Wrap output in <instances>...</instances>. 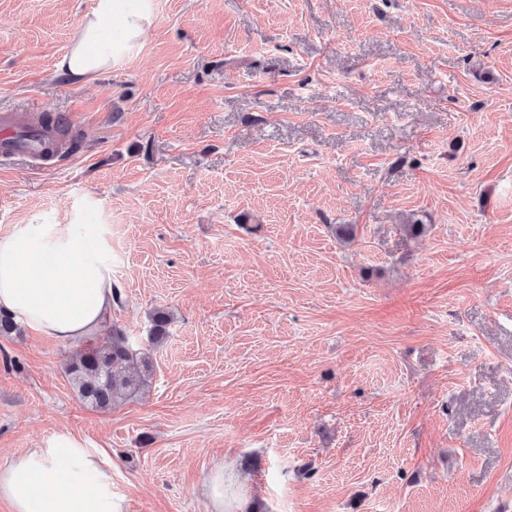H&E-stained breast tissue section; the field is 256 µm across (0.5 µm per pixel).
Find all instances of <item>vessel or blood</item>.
Instances as JSON below:
<instances>
[{"label":"vessel or blood","instance_id":"b4317fda","mask_svg":"<svg viewBox=\"0 0 512 512\" xmlns=\"http://www.w3.org/2000/svg\"><path fill=\"white\" fill-rule=\"evenodd\" d=\"M39 116L23 103L0 110V164L18 157L40 161L55 152V132L39 125Z\"/></svg>","mask_w":512,"mask_h":512}]
</instances>
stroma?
<instances>
[{
  "label": "stroma",
  "mask_w": 512,
  "mask_h": 512,
  "mask_svg": "<svg viewBox=\"0 0 512 512\" xmlns=\"http://www.w3.org/2000/svg\"><path fill=\"white\" fill-rule=\"evenodd\" d=\"M95 4L0 0V106L75 141L0 165V237L78 225L130 340L171 324L105 410L0 336V463L75 440L125 512H212L219 465L255 512H512V0H129L146 33L74 83Z\"/></svg>",
  "instance_id": "35a3bbf8"
}]
</instances>
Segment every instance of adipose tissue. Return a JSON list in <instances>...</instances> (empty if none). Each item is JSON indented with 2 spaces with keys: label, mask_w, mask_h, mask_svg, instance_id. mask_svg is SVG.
<instances>
[{
  "label": "adipose tissue",
  "mask_w": 512,
  "mask_h": 512,
  "mask_svg": "<svg viewBox=\"0 0 512 512\" xmlns=\"http://www.w3.org/2000/svg\"><path fill=\"white\" fill-rule=\"evenodd\" d=\"M111 20L122 24L129 41L140 39L150 23L127 0H97L58 71L86 78L115 64L120 48L108 54L96 49ZM113 288L103 252L76 225L17 224L0 239V312L65 345L83 347L102 332ZM0 498L12 512H124L107 456L71 440L30 449L0 465Z\"/></svg>",
  "instance_id": "1"
}]
</instances>
